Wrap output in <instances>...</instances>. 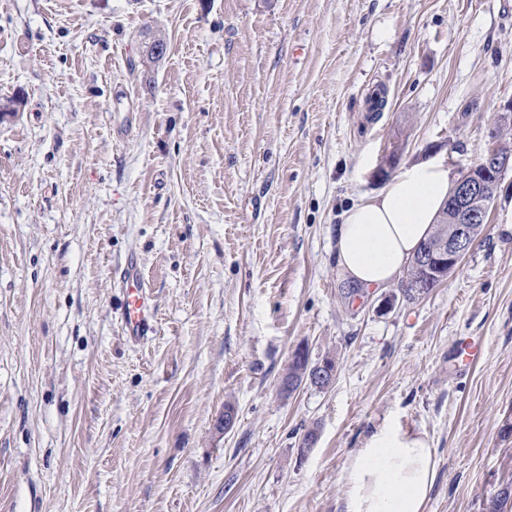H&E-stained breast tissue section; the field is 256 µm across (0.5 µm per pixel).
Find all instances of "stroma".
I'll return each instance as SVG.
<instances>
[{
  "label": "stroma",
  "mask_w": 512,
  "mask_h": 512,
  "mask_svg": "<svg viewBox=\"0 0 512 512\" xmlns=\"http://www.w3.org/2000/svg\"><path fill=\"white\" fill-rule=\"evenodd\" d=\"M9 99L0 512H344L343 470L384 424L436 450L426 512H489L512 486V168L419 299L345 301L335 251L405 165L456 178L492 147L512 0H0ZM130 256L155 305L138 343ZM300 345L336 379L285 397ZM120 279L124 295L121 305L123 332L129 341L137 342L154 332L153 293L144 285L134 257L128 260Z\"/></svg>",
  "instance_id": "1"
}]
</instances>
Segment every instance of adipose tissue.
Wrapping results in <instances>:
<instances>
[{
	"label": "adipose tissue",
	"mask_w": 512,
	"mask_h": 512,
	"mask_svg": "<svg viewBox=\"0 0 512 512\" xmlns=\"http://www.w3.org/2000/svg\"><path fill=\"white\" fill-rule=\"evenodd\" d=\"M452 184L439 159L404 167L361 198L336 229V262L362 291L387 288L403 273L448 199ZM436 451L421 434L392 425L375 430L343 472L345 512H426Z\"/></svg>",
	"instance_id": "ef3b65f1"
}]
</instances>
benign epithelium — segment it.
Wrapping results in <instances>:
<instances>
[{"label":"benign epithelium","instance_id":"1","mask_svg":"<svg viewBox=\"0 0 512 512\" xmlns=\"http://www.w3.org/2000/svg\"><path fill=\"white\" fill-rule=\"evenodd\" d=\"M509 168H512V154L503 155L492 150L456 181L449 204L448 225L451 230L439 246L426 249L418 256L417 265L420 268L431 273L445 266L451 272L469 254L475 232L473 222L480 220L492 204L488 184L500 182ZM334 378L335 372L321 364L306 372L304 382L310 386L327 388ZM237 419L236 409L224 410L214 420L215 433L222 435L232 430Z\"/></svg>","mask_w":512,"mask_h":512}]
</instances>
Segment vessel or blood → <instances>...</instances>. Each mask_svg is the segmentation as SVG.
I'll return each mask as SVG.
<instances>
[{"mask_svg":"<svg viewBox=\"0 0 512 512\" xmlns=\"http://www.w3.org/2000/svg\"><path fill=\"white\" fill-rule=\"evenodd\" d=\"M120 279L124 295L121 306L123 332L129 341L137 342L154 331L153 293L144 285L136 259L128 260Z\"/></svg>","mask_w":512,"mask_h":512,"instance_id":"vessel-or-blood-1","label":"vessel or blood"}]
</instances>
